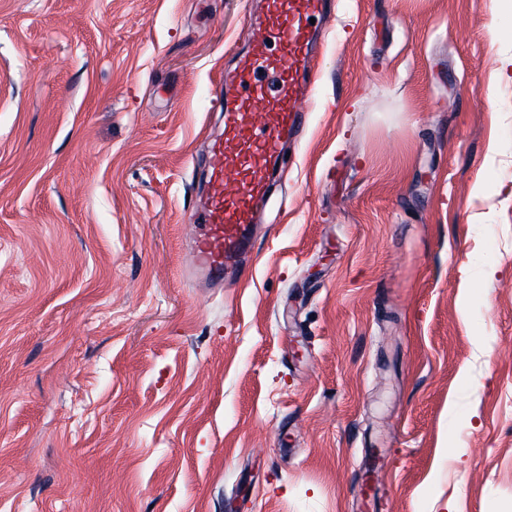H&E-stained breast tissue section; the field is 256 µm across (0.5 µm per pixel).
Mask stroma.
<instances>
[{
    "label": "stroma",
    "mask_w": 512,
    "mask_h": 512,
    "mask_svg": "<svg viewBox=\"0 0 512 512\" xmlns=\"http://www.w3.org/2000/svg\"><path fill=\"white\" fill-rule=\"evenodd\" d=\"M259 9L0 0V512H512V0H336L211 288Z\"/></svg>",
    "instance_id": "35a3bbf8"
}]
</instances>
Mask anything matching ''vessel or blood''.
Masks as SVG:
<instances>
[{"mask_svg":"<svg viewBox=\"0 0 512 512\" xmlns=\"http://www.w3.org/2000/svg\"><path fill=\"white\" fill-rule=\"evenodd\" d=\"M330 10L331 0H265L247 28V51L220 83L224 130L209 144L186 267L211 287L238 271L280 176L282 146L306 122L305 99L318 77L317 22Z\"/></svg>","mask_w":512,"mask_h":512,"instance_id":"b4317fda","label":"vessel or blood"}]
</instances>
